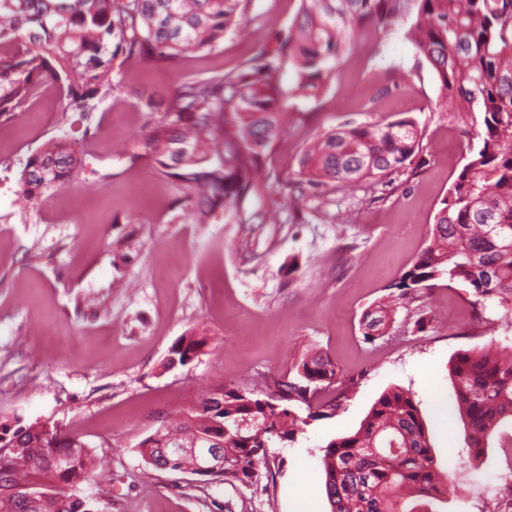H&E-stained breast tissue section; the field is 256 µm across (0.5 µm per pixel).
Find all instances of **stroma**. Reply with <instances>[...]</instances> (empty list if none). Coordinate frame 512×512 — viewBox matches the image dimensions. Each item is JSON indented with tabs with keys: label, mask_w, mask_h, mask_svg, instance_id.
I'll use <instances>...</instances> for the list:
<instances>
[{
	"label": "stroma",
	"mask_w": 512,
	"mask_h": 512,
	"mask_svg": "<svg viewBox=\"0 0 512 512\" xmlns=\"http://www.w3.org/2000/svg\"><path fill=\"white\" fill-rule=\"evenodd\" d=\"M300 0H251L246 35L228 31L211 51L176 64L124 59L116 88L93 111H64L58 85H36L22 112L0 118V423L48 420L105 457L106 472L81 495L107 512H330L322 456L331 440L358 429L390 386L409 390L440 470L458 485L443 512H499L489 484L512 482V424L482 454L464 441L448 363L458 353L512 341V301H477L464 283L439 281L414 305L416 328L399 307L385 336L366 340L362 317L390 291L428 243L441 200L464 164L477 129L464 113L436 111L438 82L405 34L407 8L386 33L368 25L319 99L290 115L264 159L277 183L246 212L275 210V224H196L191 202L148 157L123 148L145 133L148 96L172 104L180 86L235 71L285 36ZM407 79L399 86L391 80ZM47 112L38 128L33 110ZM412 118L422 134L423 167L395 175L381 200L361 182L310 197L302 224L282 210L284 180L294 177L304 146L345 122ZM65 138L86 168L60 189L19 206L17 178L49 140ZM206 336L202 354L167 368L172 345ZM93 343L95 351L84 348ZM328 354L352 385L332 415L308 420L269 450L270 478L248 486L208 484L191 474L148 467L139 443L163 420L220 387L272 391L297 377L302 355Z\"/></svg>",
	"instance_id": "obj_1"
}]
</instances>
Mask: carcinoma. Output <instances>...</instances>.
Returning <instances> with one entry per match:
<instances>
[{
    "mask_svg": "<svg viewBox=\"0 0 512 512\" xmlns=\"http://www.w3.org/2000/svg\"><path fill=\"white\" fill-rule=\"evenodd\" d=\"M249 0H0V117L17 112L34 82L58 83L68 107L88 112L91 101L113 90L120 55L172 65L187 50H211L232 27L244 29ZM404 0H301L296 31L277 39L242 67L224 75L190 79L173 105L146 98L147 133L134 150L151 157L193 203L196 224L219 217L235 224H266L267 214L246 215L243 203L270 188L261 171L264 156L281 133V114L299 111L296 101L316 99L340 63L346 38L373 23L389 32ZM417 19L406 37L435 70L436 109L465 112L480 143L441 200L429 244L394 292L366 312L364 336L384 335L394 306L446 279L468 283L482 299L512 298V0H413ZM294 71L285 90L276 76ZM416 122H345L307 146L298 179L287 180L288 207L304 220L305 190L327 196L360 182L384 184L390 176L420 167ZM83 166L63 140L49 141L21 171L20 197L58 188ZM208 344L182 337L170 362L185 366ZM299 382L282 381L262 398L253 390L221 388L204 395L183 416L159 427L139 444L144 461L179 471L162 460L172 441L202 452L224 442V469L203 475L206 483H257L269 470L270 444L289 440L306 421L289 408L310 404L322 383L337 376L327 356L297 361ZM449 377L465 442L481 452L499 426L512 421V343L493 351H464L452 359ZM0 426V512H105L79 495L94 480L95 454L81 439L52 426ZM60 462H54V459ZM325 492L330 512H437L455 492L456 478L441 474L426 426L412 396L385 391L354 433L323 449ZM48 474L52 483L32 506L22 483L25 469Z\"/></svg>",
    "mask_w": 512,
    "mask_h": 512,
    "instance_id": "carcinoma-1",
    "label": "carcinoma"
}]
</instances>
